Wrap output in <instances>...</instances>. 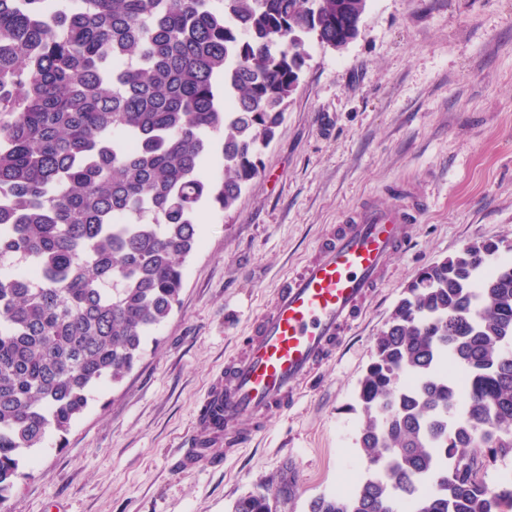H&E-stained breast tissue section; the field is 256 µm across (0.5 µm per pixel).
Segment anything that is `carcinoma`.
<instances>
[{
    "label": "carcinoma",
    "mask_w": 512,
    "mask_h": 512,
    "mask_svg": "<svg viewBox=\"0 0 512 512\" xmlns=\"http://www.w3.org/2000/svg\"><path fill=\"white\" fill-rule=\"evenodd\" d=\"M368 0H0V503L48 432L116 384L173 312L206 203L259 175L309 58ZM219 151L222 173L203 172ZM512 244L481 241L405 288L356 396L367 469L308 512H506ZM286 478L231 512H271Z\"/></svg>",
    "instance_id": "cac0c4a2"
}]
</instances>
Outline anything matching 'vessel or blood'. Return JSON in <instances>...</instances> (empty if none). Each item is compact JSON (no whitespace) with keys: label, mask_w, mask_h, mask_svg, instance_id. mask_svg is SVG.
I'll list each match as a JSON object with an SVG mask.
<instances>
[{"label":"vessel or blood","mask_w":512,"mask_h":512,"mask_svg":"<svg viewBox=\"0 0 512 512\" xmlns=\"http://www.w3.org/2000/svg\"><path fill=\"white\" fill-rule=\"evenodd\" d=\"M419 202L400 194L351 211L321 238L313 257L256 316L242 352L224 365L197 418V457L212 442L234 451L251 442L268 415L291 408L298 384L336 355V338L358 319L391 256L406 248Z\"/></svg>","instance_id":"vessel-or-blood-1"}]
</instances>
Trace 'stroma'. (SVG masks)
<instances>
[{"instance_id": "35a3bbf8", "label": "stroma", "mask_w": 512, "mask_h": 512, "mask_svg": "<svg viewBox=\"0 0 512 512\" xmlns=\"http://www.w3.org/2000/svg\"><path fill=\"white\" fill-rule=\"evenodd\" d=\"M310 60L258 177L235 208L203 206L180 301L120 383L65 438L48 433L0 512H230L296 478L273 512L345 494L366 462L358 382L409 281L487 239L512 242V0H368L360 35ZM414 191L410 246L339 340L335 359L231 457L192 459L198 409L280 280L363 203Z\"/></svg>"}]
</instances>
